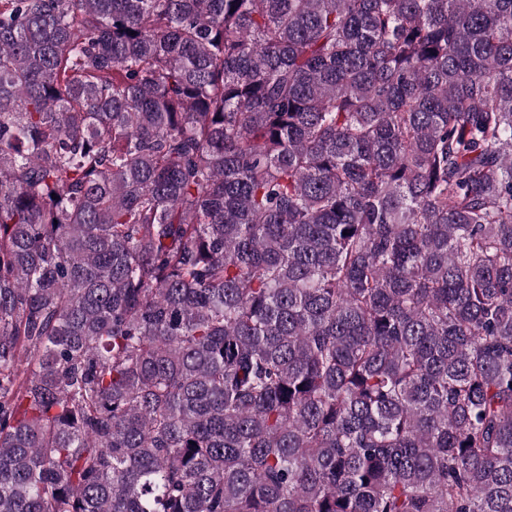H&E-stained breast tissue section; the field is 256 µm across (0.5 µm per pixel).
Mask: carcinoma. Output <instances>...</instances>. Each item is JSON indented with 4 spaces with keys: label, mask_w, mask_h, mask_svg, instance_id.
Returning a JSON list of instances; mask_svg holds the SVG:
<instances>
[{
    "label": "carcinoma",
    "mask_w": 512,
    "mask_h": 512,
    "mask_svg": "<svg viewBox=\"0 0 512 512\" xmlns=\"http://www.w3.org/2000/svg\"><path fill=\"white\" fill-rule=\"evenodd\" d=\"M0 512H512V0H0Z\"/></svg>",
    "instance_id": "obj_1"
}]
</instances>
